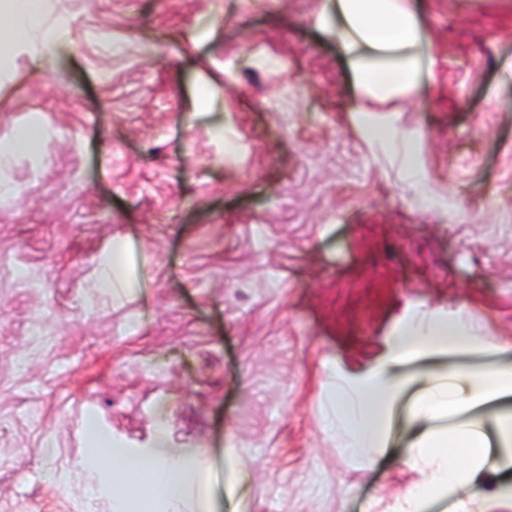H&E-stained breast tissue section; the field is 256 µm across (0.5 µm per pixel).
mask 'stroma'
<instances>
[{"instance_id": "35a3bbf8", "label": "stroma", "mask_w": 512, "mask_h": 512, "mask_svg": "<svg viewBox=\"0 0 512 512\" xmlns=\"http://www.w3.org/2000/svg\"><path fill=\"white\" fill-rule=\"evenodd\" d=\"M49 3L67 39L0 70V148L41 132L0 165V512H132L103 451L161 425L210 461L181 512H394L449 356H415L375 466L339 393L418 322L512 364V0H415L434 78L379 112L336 0ZM118 249L135 287L106 292Z\"/></svg>"}]
</instances>
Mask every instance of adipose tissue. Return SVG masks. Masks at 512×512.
<instances>
[{
    "label": "adipose tissue",
    "instance_id": "ef3b65f1",
    "mask_svg": "<svg viewBox=\"0 0 512 512\" xmlns=\"http://www.w3.org/2000/svg\"><path fill=\"white\" fill-rule=\"evenodd\" d=\"M336 6L366 48L365 53H355L345 34L337 36L359 90L380 103L419 95L425 82L412 47L424 38L425 30L410 0H337ZM1 20L7 21L9 31L0 35V59L8 57L14 41L36 39L39 54L45 57L66 37L63 29L44 26L39 0H0ZM473 344V337L460 334L450 323L411 325L393 336L390 354L373 376L339 398L338 415L351 436L349 452L362 454L378 445L389 407L401 387L391 374L410 353L466 350ZM449 442L454 445L450 451L445 448ZM166 448V433L161 430L153 450L138 464H131L120 450L107 453L106 458L120 479L150 482L159 499L176 508L198 497V474L207 459L200 448L183 449L176 457L168 455ZM485 453L482 441L465 428L437 434L428 446L415 449L413 460L434 459L436 470L429 485L410 492L404 512H419L428 495L463 485L459 458L477 462Z\"/></svg>",
    "mask_w": 512,
    "mask_h": 512
}]
</instances>
